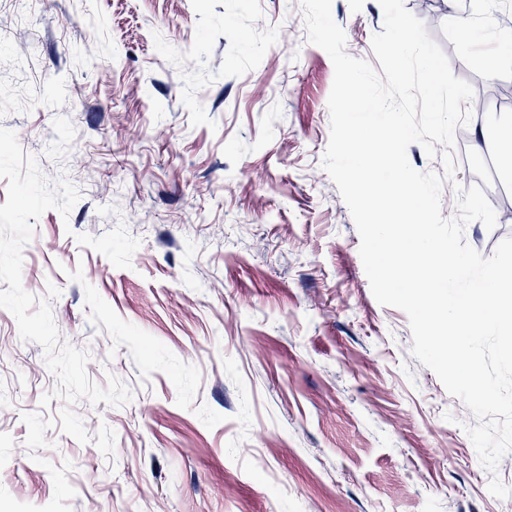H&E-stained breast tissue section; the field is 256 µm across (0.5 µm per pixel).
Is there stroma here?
Listing matches in <instances>:
<instances>
[{
  "instance_id": "35a3bbf8",
  "label": "stroma",
  "mask_w": 512,
  "mask_h": 512,
  "mask_svg": "<svg viewBox=\"0 0 512 512\" xmlns=\"http://www.w3.org/2000/svg\"><path fill=\"white\" fill-rule=\"evenodd\" d=\"M429 35L480 82L465 128L497 224L465 229L492 256L512 236V175L481 134L512 117V69L464 53L459 21L512 33V0H433ZM0 127L80 198L46 211L22 284L98 385L89 433L61 432L44 350L0 308V512H512L463 429L474 417L410 354L406 313L374 299L360 237L322 166L330 57L301 0H0ZM346 51L375 62L378 0H332ZM125 224L128 269L80 246Z\"/></svg>"
}]
</instances>
